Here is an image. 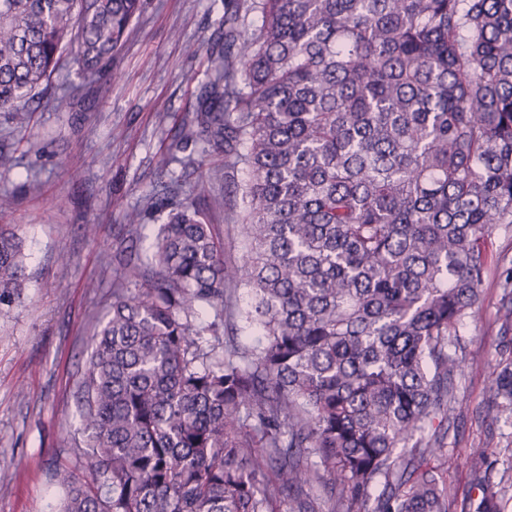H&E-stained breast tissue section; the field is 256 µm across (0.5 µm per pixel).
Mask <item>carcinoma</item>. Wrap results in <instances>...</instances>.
Wrapping results in <instances>:
<instances>
[{
  "instance_id": "1",
  "label": "carcinoma",
  "mask_w": 512,
  "mask_h": 512,
  "mask_svg": "<svg viewBox=\"0 0 512 512\" xmlns=\"http://www.w3.org/2000/svg\"><path fill=\"white\" fill-rule=\"evenodd\" d=\"M231 2L185 138L246 173L242 264L204 182L169 203L93 338L91 480L57 472L61 512H454L451 348L512 224V0ZM141 6L0 0V112L24 122L74 42L100 75ZM27 279L0 224V304ZM237 318L257 345L228 335ZM491 387L511 408L512 369ZM478 486L475 512H501Z\"/></svg>"
}]
</instances>
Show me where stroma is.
I'll list each match as a JSON object with an SVG mask.
<instances>
[{
    "instance_id": "stroma-1",
    "label": "stroma",
    "mask_w": 512,
    "mask_h": 512,
    "mask_svg": "<svg viewBox=\"0 0 512 512\" xmlns=\"http://www.w3.org/2000/svg\"><path fill=\"white\" fill-rule=\"evenodd\" d=\"M223 21L224 0H144L104 72L107 93L69 53L51 87L78 86L70 103L59 109L39 95L21 126L0 112V195L12 198L0 224L16 225L28 255L24 295L0 311V512H57L58 466L88 476L77 390L91 339L112 307L113 285L139 287L134 272L166 221L170 186L183 199L205 177L204 210L224 259L242 261L232 188L243 172L225 168L223 154L181 141ZM134 211L144 225L139 235L128 221ZM488 251L480 307L456 346L466 364L447 448L456 459L448 488L458 512H474L480 497L466 463L475 448L487 455V478L505 492L503 512H512V417L487 416L490 374L512 362V331L498 320L512 300L500 277L501 258L512 259V227L496 228Z\"/></svg>"
}]
</instances>
